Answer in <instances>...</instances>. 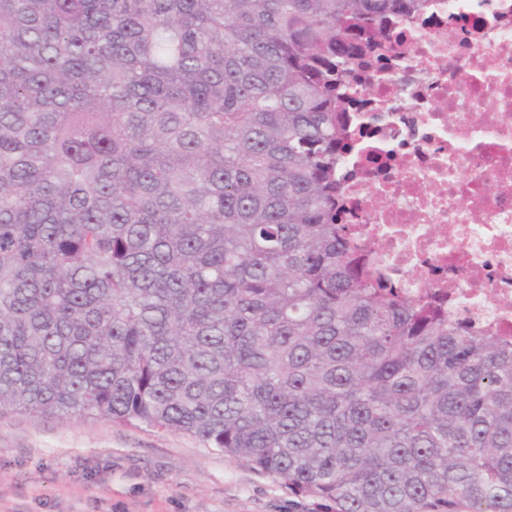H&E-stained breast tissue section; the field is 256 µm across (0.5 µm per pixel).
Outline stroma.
Wrapping results in <instances>:
<instances>
[{
    "instance_id": "1",
    "label": "stroma",
    "mask_w": 512,
    "mask_h": 512,
    "mask_svg": "<svg viewBox=\"0 0 512 512\" xmlns=\"http://www.w3.org/2000/svg\"><path fill=\"white\" fill-rule=\"evenodd\" d=\"M0 512H332L202 441L103 418L0 415Z\"/></svg>"
}]
</instances>
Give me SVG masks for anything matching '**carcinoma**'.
<instances>
[{
    "label": "carcinoma",
    "mask_w": 512,
    "mask_h": 512,
    "mask_svg": "<svg viewBox=\"0 0 512 512\" xmlns=\"http://www.w3.org/2000/svg\"><path fill=\"white\" fill-rule=\"evenodd\" d=\"M422 0H0V414L188 433L335 512H512V343L339 223Z\"/></svg>",
    "instance_id": "1"
}]
</instances>
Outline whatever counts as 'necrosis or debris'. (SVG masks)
I'll use <instances>...</instances> for the list:
<instances>
[{
  "mask_svg": "<svg viewBox=\"0 0 512 512\" xmlns=\"http://www.w3.org/2000/svg\"><path fill=\"white\" fill-rule=\"evenodd\" d=\"M356 71L340 221L383 278L512 337V0H425Z\"/></svg>",
  "mask_w": 512,
  "mask_h": 512,
  "instance_id": "1",
  "label": "necrosis or debris"
}]
</instances>
